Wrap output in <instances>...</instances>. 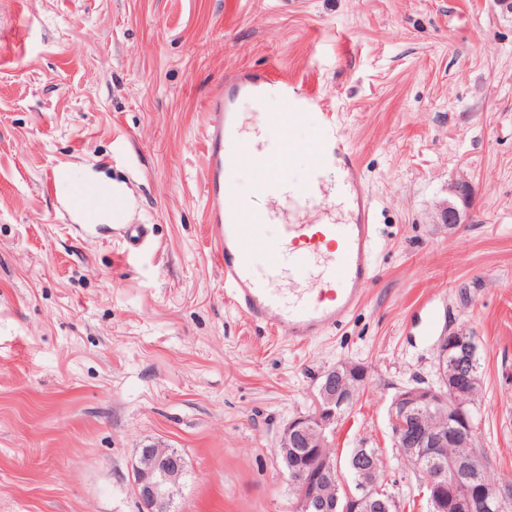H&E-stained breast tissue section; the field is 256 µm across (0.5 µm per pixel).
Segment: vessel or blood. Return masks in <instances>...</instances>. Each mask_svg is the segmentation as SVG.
I'll list each match as a JSON object with an SVG mask.
<instances>
[{"mask_svg":"<svg viewBox=\"0 0 512 512\" xmlns=\"http://www.w3.org/2000/svg\"><path fill=\"white\" fill-rule=\"evenodd\" d=\"M275 97L279 111L268 123L281 130L275 141L245 140L234 102L241 97ZM310 102L285 81L250 72L226 77L210 96L206 112L207 222L215 230L214 245L224 261V287L231 303L249 320L266 325L279 337L299 345L342 323L360 302L374 277L373 244L377 229L370 222L371 202L358 192L361 171L349 145L331 120L315 130L314 161L304 184L288 177L286 162L293 150L288 129L301 124ZM251 163L261 171V191L279 207L245 211L226 170ZM340 173L336 200H329L324 171ZM70 205L85 200L112 207L111 195L89 181L71 182ZM320 210L323 224L313 233L292 221L295 213Z\"/></svg>","mask_w":512,"mask_h":512,"instance_id":"vessel-or-blood-1","label":"vessel or blood"}]
</instances>
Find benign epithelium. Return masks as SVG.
Returning a JSON list of instances; mask_svg holds the SVG:
<instances>
[{
    "instance_id": "obj_1",
    "label": "benign epithelium",
    "mask_w": 512,
    "mask_h": 512,
    "mask_svg": "<svg viewBox=\"0 0 512 512\" xmlns=\"http://www.w3.org/2000/svg\"><path fill=\"white\" fill-rule=\"evenodd\" d=\"M472 185L464 177L448 187V202L440 209L441 223L454 228L467 223ZM474 337L454 331L442 336L436 348L439 385L412 386L394 398L389 424L399 455L413 462L432 460L433 470L424 474L428 501L436 512H477L491 506L512 504V484L479 480L468 490L459 485L466 477L490 466L476 450L462 460L445 461L443 449L450 445L471 446V408L467 401L472 388L480 383L476 367ZM366 372L359 365L341 364L326 372L315 398L314 412L295 418L281 431L277 455L292 460L288 469L291 482L299 487L291 512H400L401 505L376 486L373 455L365 448H354L349 469L359 478L345 497L336 493L338 467L334 458L323 454L331 444L336 423L345 412L353 388L364 384ZM448 415V427L433 429L426 424L424 409ZM133 491L147 512H171L176 488L185 472L184 457L160 442L137 449Z\"/></svg>"
}]
</instances>
